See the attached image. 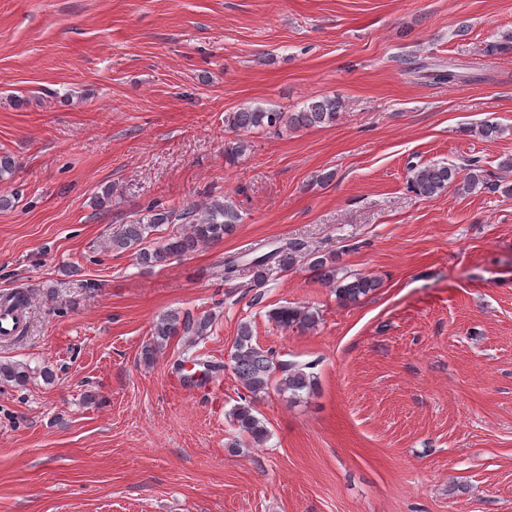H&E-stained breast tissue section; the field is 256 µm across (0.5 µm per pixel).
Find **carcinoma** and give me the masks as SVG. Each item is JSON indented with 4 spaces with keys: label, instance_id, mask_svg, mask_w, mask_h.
<instances>
[{
    "label": "carcinoma",
    "instance_id": "cac0c4a2",
    "mask_svg": "<svg viewBox=\"0 0 512 512\" xmlns=\"http://www.w3.org/2000/svg\"><path fill=\"white\" fill-rule=\"evenodd\" d=\"M341 102L336 98L322 97L308 103L298 112H281L261 106H244L224 114V127L233 132L300 129L329 124L336 121ZM477 131L486 141H494L503 134L502 127L489 119L482 121ZM410 187L417 195L432 198L451 186L469 191L482 186L490 191L499 189L491 182L486 171L476 163L456 167L444 163L411 166ZM241 221L238 208L219 199L202 206L192 205L182 209L152 204L146 212L118 226L106 243L112 252L131 251L138 264L154 268L174 257L194 252L198 247L215 244L235 231ZM183 224L185 228L172 230L156 238L154 232L164 225ZM270 250L258 255L251 250L252 258L245 253L224 256V281L241 278L244 272L252 273L246 288L263 287L270 272L286 271L302 262L325 285L332 288L336 300L343 306L352 305L370 296L381 287V280L372 275H357L351 278L339 276V256L322 253L309 248L298 239H283L269 244ZM272 320L283 329L310 331L316 329L320 317L307 306H287L271 311ZM211 319L196 317L189 312L171 311L153 321L150 338L142 349L144 363L151 364L175 336H191L198 339L208 335ZM230 367L240 385L250 398L234 406L229 419L238 434L231 447H246L260 444L268 437L265 422L256 415L253 398L268 392L272 387L280 392L288 391L294 396L316 387V377L310 372L312 363L279 360L274 353L253 342V333L246 322L240 324L230 352ZM29 379V368L25 364L0 362V384L23 385Z\"/></svg>",
    "mask_w": 512,
    "mask_h": 512
}]
</instances>
